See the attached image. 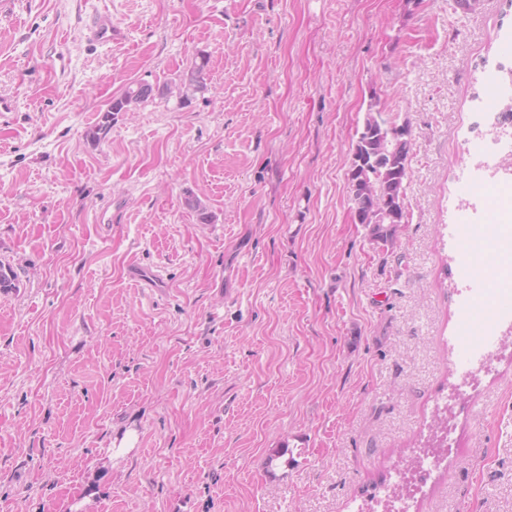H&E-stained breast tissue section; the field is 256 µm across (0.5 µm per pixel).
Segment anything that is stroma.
Returning <instances> with one entry per match:
<instances>
[{"label":"stroma","instance_id":"1","mask_svg":"<svg viewBox=\"0 0 512 512\" xmlns=\"http://www.w3.org/2000/svg\"><path fill=\"white\" fill-rule=\"evenodd\" d=\"M0 14V512H512V346L462 371L460 181L512 0H15ZM110 14L111 44L88 40ZM203 93L168 95L198 53ZM153 96L88 133L113 98ZM412 130L407 219L347 189L369 104ZM200 198L202 223L188 199ZM157 273L160 287L143 275Z\"/></svg>","mask_w":512,"mask_h":512}]
</instances>
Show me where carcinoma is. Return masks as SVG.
Listing matches in <instances>:
<instances>
[{
  "mask_svg": "<svg viewBox=\"0 0 512 512\" xmlns=\"http://www.w3.org/2000/svg\"><path fill=\"white\" fill-rule=\"evenodd\" d=\"M208 63L205 55H198L175 90L169 89L167 93L175 92L179 103H188L195 94L206 89ZM152 96L153 88L148 84L127 87L104 110L99 124L89 132L90 139L94 142L100 140L111 127L115 114L144 103ZM374 110L375 105H370L362 127L356 130V140L352 142V154L363 160V164L355 176L357 188L349 191V199L352 209L360 212V223L369 230L370 237L392 244L397 224L390 223V218L384 214L396 213L398 224L405 223V180L412 138L409 134L398 136L394 130L371 128L370 116ZM15 287V271L10 265L0 263V291L8 292Z\"/></svg>",
  "mask_w": 512,
  "mask_h": 512,
  "instance_id": "obj_1",
  "label": "carcinoma"
}]
</instances>
